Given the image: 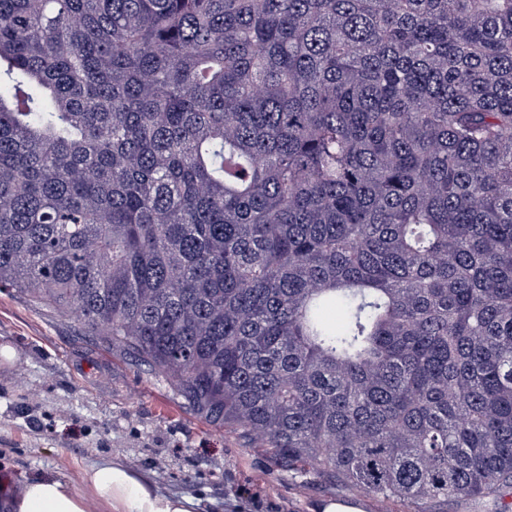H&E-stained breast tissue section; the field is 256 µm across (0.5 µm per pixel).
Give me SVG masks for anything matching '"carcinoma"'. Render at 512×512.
<instances>
[{"instance_id": "obj_1", "label": "carcinoma", "mask_w": 512, "mask_h": 512, "mask_svg": "<svg viewBox=\"0 0 512 512\" xmlns=\"http://www.w3.org/2000/svg\"><path fill=\"white\" fill-rule=\"evenodd\" d=\"M0 288L290 471L512 512V0H0Z\"/></svg>"}]
</instances>
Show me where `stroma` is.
I'll return each mask as SVG.
<instances>
[{"mask_svg": "<svg viewBox=\"0 0 512 512\" xmlns=\"http://www.w3.org/2000/svg\"><path fill=\"white\" fill-rule=\"evenodd\" d=\"M0 468L77 479L99 457L150 472L164 490L206 498L207 512H408L357 486L288 471L186 408L147 365L109 348L58 311L0 288Z\"/></svg>", "mask_w": 512, "mask_h": 512, "instance_id": "35a3bbf8", "label": "stroma"}]
</instances>
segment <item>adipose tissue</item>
<instances>
[{
	"label": "adipose tissue",
	"mask_w": 512,
	"mask_h": 512,
	"mask_svg": "<svg viewBox=\"0 0 512 512\" xmlns=\"http://www.w3.org/2000/svg\"><path fill=\"white\" fill-rule=\"evenodd\" d=\"M203 501L164 491L152 474L118 458L84 468L78 481L52 471L0 472V512H202Z\"/></svg>",
	"instance_id": "obj_1"
}]
</instances>
